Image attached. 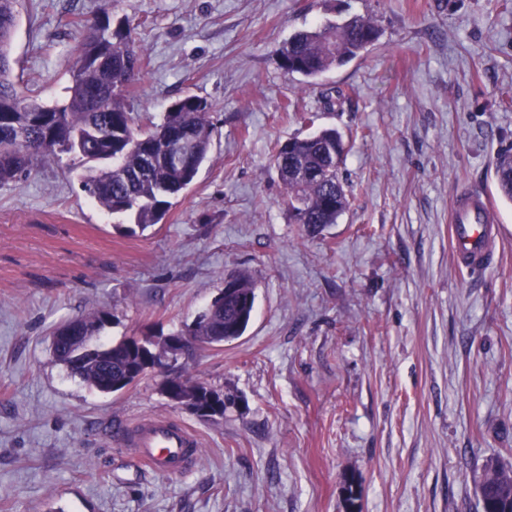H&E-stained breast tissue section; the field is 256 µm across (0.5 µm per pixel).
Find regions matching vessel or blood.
Returning <instances> with one entry per match:
<instances>
[{
	"label": "vessel or blood",
	"mask_w": 512,
	"mask_h": 512,
	"mask_svg": "<svg viewBox=\"0 0 512 512\" xmlns=\"http://www.w3.org/2000/svg\"><path fill=\"white\" fill-rule=\"evenodd\" d=\"M498 227L493 206L481 192L461 194L451 216V246L455 261L469 270L491 262L492 238ZM115 438L153 473L176 476L192 468L198 459L200 440L195 432L163 416H147L123 425Z\"/></svg>",
	"instance_id": "b4317fda"
}]
</instances>
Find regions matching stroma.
Returning <instances> with one entry per match:
<instances>
[{"label":"stroma","instance_id":"35a3bbf8","mask_svg":"<svg viewBox=\"0 0 512 512\" xmlns=\"http://www.w3.org/2000/svg\"><path fill=\"white\" fill-rule=\"evenodd\" d=\"M132 19L139 124L190 93L211 105L207 161L161 221L128 236L80 187L71 156L0 187V512H482L474 477L512 462V7L500 0H23L13 75L44 102L69 82L77 25ZM360 15L378 41L315 85L285 73L295 31ZM346 100L325 109V93ZM314 111L346 145L350 204L321 233L288 221L275 143ZM502 216L496 262L459 267L452 197ZM250 274L239 339L189 370L238 396L205 421L155 376L101 394L55 361L51 333L111 312L104 342L169 335ZM168 416L199 436L196 466L151 473L108 431ZM511 153L500 154L495 163V174L499 190L504 198L512 202Z\"/></svg>","mask_w":512,"mask_h":512}]
</instances>
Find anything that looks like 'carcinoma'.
<instances>
[{"label": "carcinoma", "instance_id": "carcinoma-1", "mask_svg": "<svg viewBox=\"0 0 512 512\" xmlns=\"http://www.w3.org/2000/svg\"><path fill=\"white\" fill-rule=\"evenodd\" d=\"M21 2L0 0V184L20 181L61 155H72L82 168L84 191L101 209L129 218L142 231L160 223L172 199L193 182L208 159L211 105L186 94L173 101L159 121L144 127L135 124L130 99L144 65L136 29L128 19L114 21L105 12L79 26L66 98L38 102L12 78V40ZM378 38V26L370 19L328 21L291 34L280 49V66L289 74L314 80L357 57ZM182 140L190 142L192 150L174 162L170 148ZM341 144L339 131L322 127L275 146L271 164L285 190L291 223L319 232L337 223L347 208L341 176L344 152L336 150ZM495 174L502 196L512 202L511 154L498 156ZM234 280L233 295L216 297L184 325L201 350L240 338L250 323L254 281L243 274ZM110 318L101 310L70 319L56 330L72 340L52 344L56 361L104 394L112 393L114 383L126 386L134 381L129 370L130 339L99 345L80 357L73 352L91 345ZM174 379L191 400L211 396L222 406L232 401L186 373L182 365ZM475 481L482 484V498L498 501L502 512H512L511 463L499 456L489 458Z\"/></svg>", "mask_w": 512, "mask_h": 512}]
</instances>
